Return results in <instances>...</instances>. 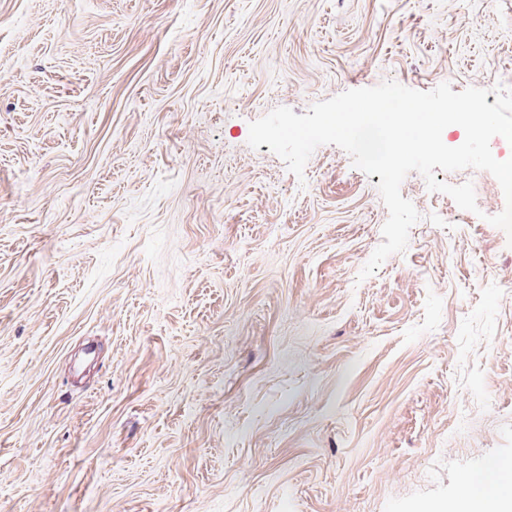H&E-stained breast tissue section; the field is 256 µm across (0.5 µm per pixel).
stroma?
<instances>
[{
  "label": "stroma",
  "instance_id": "1",
  "mask_svg": "<svg viewBox=\"0 0 512 512\" xmlns=\"http://www.w3.org/2000/svg\"><path fill=\"white\" fill-rule=\"evenodd\" d=\"M512 0H0V512H439L512 482V240L249 124L489 88Z\"/></svg>",
  "mask_w": 512,
  "mask_h": 512
}]
</instances>
